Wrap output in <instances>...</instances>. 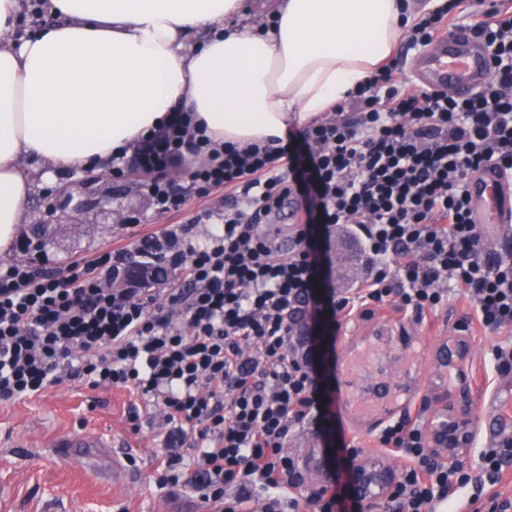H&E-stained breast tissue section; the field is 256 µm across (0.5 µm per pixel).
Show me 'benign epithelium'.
<instances>
[{"mask_svg": "<svg viewBox=\"0 0 512 512\" xmlns=\"http://www.w3.org/2000/svg\"><path fill=\"white\" fill-rule=\"evenodd\" d=\"M150 276L138 267L126 272L121 282L123 288H143ZM469 344L464 336L442 342L437 350L436 363L440 368L456 369L459 398L448 402V393H432L422 398L431 407L429 419L423 430V447L427 457L436 465L456 471L464 466L469 445L478 434V418L473 403L467 395L468 376L460 368L467 356ZM358 462L350 473V483L360 495L365 512H381L398 498L399 485L394 468L389 463V453L373 454L363 448L356 449ZM301 470L314 475V481H301L297 491L310 509H315L318 499L326 495L331 486V470L323 468L321 461L309 455L302 459Z\"/></svg>", "mask_w": 512, "mask_h": 512, "instance_id": "1", "label": "benign epithelium"}]
</instances>
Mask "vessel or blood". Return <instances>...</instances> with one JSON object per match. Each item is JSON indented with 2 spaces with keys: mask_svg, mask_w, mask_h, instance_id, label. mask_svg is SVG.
Returning a JSON list of instances; mask_svg holds the SVG:
<instances>
[{
  "mask_svg": "<svg viewBox=\"0 0 512 512\" xmlns=\"http://www.w3.org/2000/svg\"><path fill=\"white\" fill-rule=\"evenodd\" d=\"M491 70L486 48L458 30L435 39L415 55L413 74L422 87L466 96L476 91ZM474 220L485 234L512 233V176L488 169L470 183Z\"/></svg>",
  "mask_w": 512,
  "mask_h": 512,
  "instance_id": "b4317fda",
  "label": "vessel or blood"
}]
</instances>
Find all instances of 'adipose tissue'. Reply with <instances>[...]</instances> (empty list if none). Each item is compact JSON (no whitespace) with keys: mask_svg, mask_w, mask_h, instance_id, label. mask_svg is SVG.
I'll list each match as a JSON object with an SVG mask.
<instances>
[{"mask_svg":"<svg viewBox=\"0 0 512 512\" xmlns=\"http://www.w3.org/2000/svg\"><path fill=\"white\" fill-rule=\"evenodd\" d=\"M403 0H268V30L230 26L241 0H48L13 41L19 0H0V253L33 182L104 166L177 110L218 142L285 137L390 58L411 20Z\"/></svg>","mask_w":512,"mask_h":512,"instance_id":"adipose-tissue-1","label":"adipose tissue"}]
</instances>
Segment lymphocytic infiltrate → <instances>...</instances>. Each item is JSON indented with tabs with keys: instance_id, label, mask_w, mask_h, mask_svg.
I'll use <instances>...</instances> for the list:
<instances>
[{
	"instance_id": "f902f5d3",
	"label": "lymphocytic infiltrate",
	"mask_w": 512,
	"mask_h": 512,
	"mask_svg": "<svg viewBox=\"0 0 512 512\" xmlns=\"http://www.w3.org/2000/svg\"><path fill=\"white\" fill-rule=\"evenodd\" d=\"M465 2L444 0L406 40L426 48L446 21L467 14L492 60L489 78L468 97L412 88L394 59L334 105L335 119L289 130L276 144L216 143L185 114L131 157L114 156L113 175L128 163L151 174L159 213L185 202L165 174L188 153L202 158L190 175L199 194L239 190L246 204L225 211L203 243L187 242L184 225L141 239L144 266L167 250L188 282L165 289L162 303L149 289L119 288L122 269L108 251L59 274L0 265V401L41 395L65 376L133 390L174 426L158 485L192 489L212 512H244L256 489L262 512H298L287 444L310 423L333 471V491L317 512H361L336 407L341 315L393 295L399 308L433 313L454 287L484 329L512 327V261L483 259L486 239L468 192L487 168L512 174V12H470ZM288 200L300 219L285 257L261 228ZM338 226L350 229L368 262L351 297L328 284V240ZM379 441L411 461L400 477L401 512H456L467 478L429 464L419 424L401 418ZM186 442L189 462L176 450Z\"/></svg>"
}]
</instances>
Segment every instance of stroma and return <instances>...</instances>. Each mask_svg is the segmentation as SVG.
Wrapping results in <instances>:
<instances>
[{"mask_svg": "<svg viewBox=\"0 0 512 512\" xmlns=\"http://www.w3.org/2000/svg\"><path fill=\"white\" fill-rule=\"evenodd\" d=\"M35 183L25 203L21 224L7 257L61 267L91 259L108 250L136 245L147 235H161L173 224L189 226L192 240H204L211 225L224 220L223 190L208 196L190 194L180 211L158 214L140 173L116 179L106 174L85 189L87 171L56 173L44 181L35 161H24ZM71 186L72 198L57 200L59 187ZM138 217L135 225L117 224L115 211ZM211 218H203V211ZM333 284L352 287L365 265L349 231L335 229L330 241ZM336 344L338 409L345 439L354 448L378 450L377 420L385 412L409 415L425 424L429 415L422 394L444 389L455 375L438 369L439 344L457 335L468 336L470 351L462 362L476 413L486 418L492 387L512 386V370L494 371L497 346L512 344V331L491 333L477 323L474 309L457 291L448 305L416 317L397 312L394 304L373 307L369 317L355 316L341 325ZM169 427L163 412L131 395L123 387H90L65 378L41 397L0 402V512H206L197 492L158 487L156 469ZM83 435L104 440L101 448H61V438ZM512 432L477 435L467 468L474 481L462 496L500 493L512 500V451L498 484L483 481L479 452L502 447Z\"/></svg>", "mask_w": 512, "mask_h": 512, "instance_id": "stroma-1", "label": "stroma"}]
</instances>
